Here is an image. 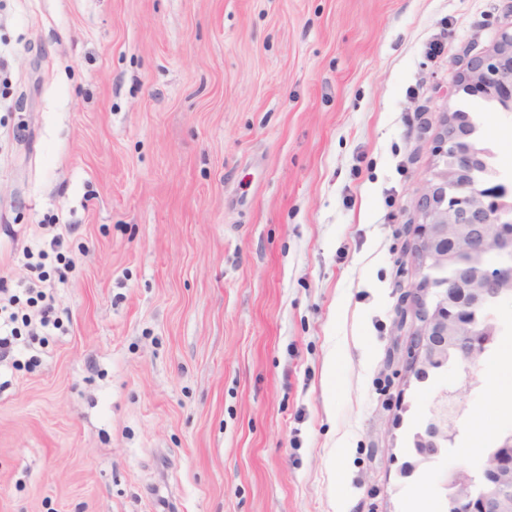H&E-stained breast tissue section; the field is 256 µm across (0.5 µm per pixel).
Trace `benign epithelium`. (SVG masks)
Segmentation results:
<instances>
[{
	"instance_id": "obj_1",
	"label": "benign epithelium",
	"mask_w": 512,
	"mask_h": 512,
	"mask_svg": "<svg viewBox=\"0 0 512 512\" xmlns=\"http://www.w3.org/2000/svg\"><path fill=\"white\" fill-rule=\"evenodd\" d=\"M457 83L466 89L475 88L488 97H512V31L500 33L496 45L485 51L471 44L452 65ZM437 162L428 190L419 203L423 217L413 257L420 269L427 273L415 286L414 303L420 326L412 338L411 359L413 367L436 360L446 353L448 342V284L435 287L433 280L443 270L447 256L439 250V243L448 242V225L470 224L473 232L463 245L460 264L466 265L485 246L482 227L495 220L498 211L506 207L498 191L465 190L467 170L476 160L463 122L449 115L440 122V132L435 141ZM512 283V267L502 265L486 270L474 277L456 281L461 292L478 302L502 283ZM442 439L438 427L422 437L420 454L432 456L438 452ZM468 481L463 473H456L448 480V495L459 512H472L475 502H480L481 512H500L499 505L479 494L458 495L459 485Z\"/></svg>"
}]
</instances>
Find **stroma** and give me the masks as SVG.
<instances>
[{
	"mask_svg": "<svg viewBox=\"0 0 512 512\" xmlns=\"http://www.w3.org/2000/svg\"><path fill=\"white\" fill-rule=\"evenodd\" d=\"M510 28L504 0H0V278L58 233L73 261L60 328L0 365V512H439L400 474L439 388L418 200L444 115L512 145L450 74Z\"/></svg>",
	"mask_w": 512,
	"mask_h": 512,
	"instance_id": "1",
	"label": "stroma"
}]
</instances>
